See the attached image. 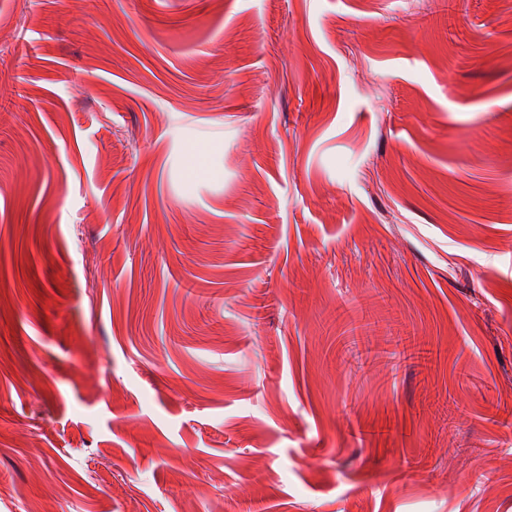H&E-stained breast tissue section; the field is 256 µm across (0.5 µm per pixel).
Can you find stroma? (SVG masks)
<instances>
[{
  "label": "stroma",
  "mask_w": 512,
  "mask_h": 512,
  "mask_svg": "<svg viewBox=\"0 0 512 512\" xmlns=\"http://www.w3.org/2000/svg\"><path fill=\"white\" fill-rule=\"evenodd\" d=\"M0 512H512V0H0Z\"/></svg>",
  "instance_id": "stroma-1"
}]
</instances>
